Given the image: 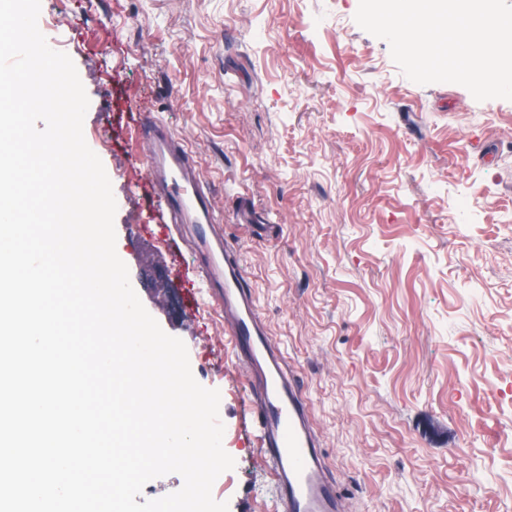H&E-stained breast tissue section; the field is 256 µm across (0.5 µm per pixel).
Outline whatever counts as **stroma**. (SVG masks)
Instances as JSON below:
<instances>
[{
    "label": "stroma",
    "instance_id": "stroma-1",
    "mask_svg": "<svg viewBox=\"0 0 512 512\" xmlns=\"http://www.w3.org/2000/svg\"><path fill=\"white\" fill-rule=\"evenodd\" d=\"M358 5L41 0L38 23L89 98L84 137L131 285L220 393L235 467L214 499L275 512L223 316L180 325L142 277L145 243L126 236L142 103L187 139L351 512H512V101L410 81ZM247 209L272 234H244Z\"/></svg>",
    "mask_w": 512,
    "mask_h": 512
}]
</instances>
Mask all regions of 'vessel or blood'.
Returning <instances> with one entry per match:
<instances>
[{
    "label": "vessel or blood",
    "instance_id": "b4317fda",
    "mask_svg": "<svg viewBox=\"0 0 512 512\" xmlns=\"http://www.w3.org/2000/svg\"><path fill=\"white\" fill-rule=\"evenodd\" d=\"M133 135L147 171L131 182L130 192L146 206L128 231L139 239L157 226L153 247L159 255L172 258L186 247L196 255L190 275L168 273L162 289L180 295L183 321L195 320L208 303L223 313L235 363L250 381L243 413L273 477L278 512H346L304 383L270 332L241 264L239 243L227 237L188 150L150 112L140 113Z\"/></svg>",
    "mask_w": 512,
    "mask_h": 512
}]
</instances>
